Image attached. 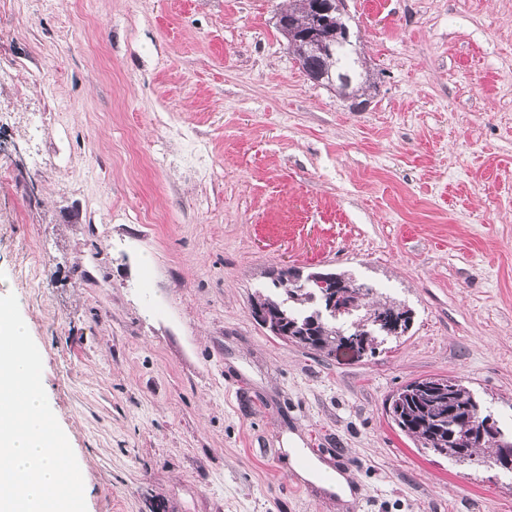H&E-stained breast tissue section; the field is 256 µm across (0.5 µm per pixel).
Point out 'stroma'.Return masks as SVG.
I'll use <instances>...</instances> for the list:
<instances>
[{"label": "stroma", "mask_w": 512, "mask_h": 512, "mask_svg": "<svg viewBox=\"0 0 512 512\" xmlns=\"http://www.w3.org/2000/svg\"><path fill=\"white\" fill-rule=\"evenodd\" d=\"M288 5L0 0V286L87 512H512L511 474L385 412L451 377L512 432V0H345L357 110L299 67ZM286 267L412 325L372 357L283 341L250 303Z\"/></svg>", "instance_id": "35a3bbf8"}]
</instances>
